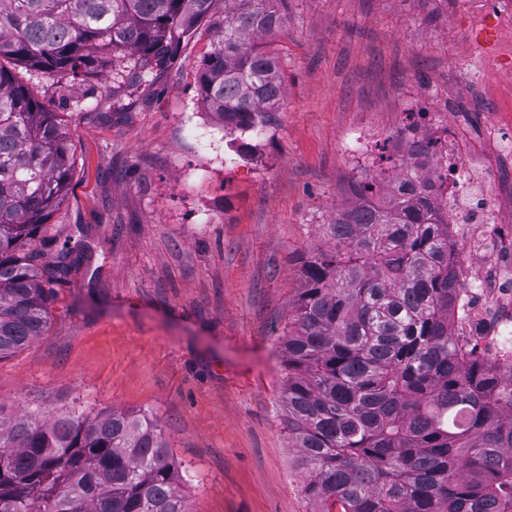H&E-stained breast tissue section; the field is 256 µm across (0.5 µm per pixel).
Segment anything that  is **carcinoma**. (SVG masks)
I'll list each match as a JSON object with an SVG mask.
<instances>
[{
  "instance_id": "1",
  "label": "carcinoma",
  "mask_w": 512,
  "mask_h": 512,
  "mask_svg": "<svg viewBox=\"0 0 512 512\" xmlns=\"http://www.w3.org/2000/svg\"><path fill=\"white\" fill-rule=\"evenodd\" d=\"M287 0H224L201 98L224 130L264 134L282 98L275 59ZM216 0H0V361L43 335L52 287L82 261L41 236L72 175L63 116L16 75L128 90L171 64ZM390 200L359 182L303 261L283 336L292 447L319 512H512V373L459 344L448 204L401 164ZM0 512H187L162 430L118 410L0 414Z\"/></svg>"
}]
</instances>
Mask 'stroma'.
<instances>
[{"mask_svg":"<svg viewBox=\"0 0 512 512\" xmlns=\"http://www.w3.org/2000/svg\"><path fill=\"white\" fill-rule=\"evenodd\" d=\"M275 35L284 100L244 156L197 93L217 33L201 22L170 68L82 112L70 80L22 79L63 113L75 166L47 233L83 262L56 285L44 336L0 361V407L117 409L155 419L190 512H317L288 444L281 338L306 257L354 200L347 142L400 161L410 112L478 146L494 184L512 154V24L461 0H288Z\"/></svg>","mask_w":512,"mask_h":512,"instance_id":"obj_1","label":"stroma"}]
</instances>
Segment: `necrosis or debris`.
<instances>
[{
  "label": "necrosis or debris",
  "mask_w": 512,
  "mask_h": 512,
  "mask_svg": "<svg viewBox=\"0 0 512 512\" xmlns=\"http://www.w3.org/2000/svg\"><path fill=\"white\" fill-rule=\"evenodd\" d=\"M435 153L430 159L434 190L448 204L451 234L462 248L454 261L461 287L454 332L460 340L472 334L471 322L481 319L479 337L489 358L512 367V190L496 198L475 197L484 182L483 164L466 161L460 142L449 130L435 128Z\"/></svg>",
  "instance_id": "4bbe7bcc"
}]
</instances>
